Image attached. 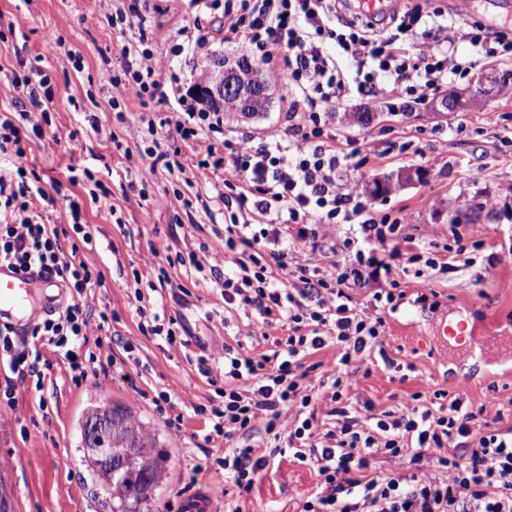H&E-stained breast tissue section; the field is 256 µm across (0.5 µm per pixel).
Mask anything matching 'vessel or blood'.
<instances>
[{
	"label": "vessel or blood",
	"mask_w": 512,
	"mask_h": 512,
	"mask_svg": "<svg viewBox=\"0 0 512 512\" xmlns=\"http://www.w3.org/2000/svg\"><path fill=\"white\" fill-rule=\"evenodd\" d=\"M57 283L38 273H22L0 265V324L20 329L58 305ZM206 493L194 491L182 499V512H215Z\"/></svg>",
	"instance_id": "obj_1"
}]
</instances>
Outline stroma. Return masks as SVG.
<instances>
[{"instance_id": "obj_1", "label": "stroma", "mask_w": 512, "mask_h": 512, "mask_svg": "<svg viewBox=\"0 0 512 512\" xmlns=\"http://www.w3.org/2000/svg\"><path fill=\"white\" fill-rule=\"evenodd\" d=\"M404 9L422 8L442 22L466 12L473 21L502 29L500 10L489 0H398ZM113 0H100L95 18H87L85 0H0V82L24 68H39L55 85L51 125L43 137L30 141L31 168L41 177H59V156L72 157L88 170L78 185H63V193L78 198L84 219L97 229L104 244L94 260L103 273L92 305L113 315L108 331L114 364H101L97 373L74 383L72 373L52 351L51 379L42 394L17 384L13 404L0 406V456L11 464L6 475L15 496L8 512H112V503L92 481L82 463L79 422L90 399L132 408L150 423L168 453L166 474L156 490L155 512H180L182 494L210 490L218 505L232 503L241 512H300L303 497L317 484L312 467L291 457H276L260 471L247 492L225 482L222 470L194 472L205 457L196 447L205 423L192 407L215 398L214 388L198 359L230 347L247 355L268 350L269 342L241 335L249 319L243 310L225 306L219 288L199 280L190 266L170 269L171 286L154 287V266L162 258L152 243L170 241L174 250L190 249L201 257H223L226 213L222 202L210 212L186 215L180 196L209 191L201 173L192 178L165 174L149 186L127 173L120 146L134 145L140 125L119 123L109 104L111 79L121 72L119 52L138 31H145L163 56L167 70L187 82L200 81L212 69L216 55H246L241 44H229L212 35L207 56H173L179 27L199 25L211 32L219 14L198 11L190 0H148L143 18H131L127 30L110 22ZM60 37L47 43L46 32ZM83 60L75 70L71 55ZM460 61L472 62L466 77H450L443 89L469 99L486 74L512 76V48L492 43L476 49L468 42L455 45ZM272 96L266 111L243 117L226 113V126L235 132L289 137L291 130L280 101L281 78L266 79ZM372 111L370 123L351 121L352 113ZM96 116L100 130L92 132L84 114ZM337 143L368 141L380 155L361 169L356 179L367 184L376 177L404 168L420 170V180L397 192L372 199L378 215L402 220L406 233L422 239L429 252H457L454 267L424 269L422 277L406 276L405 296L385 311L388 335L382 350L353 360L354 372L347 398L357 410L376 416L404 398L422 393L431 400L434 390L462 394L477 406L497 397L503 413L501 428L512 426V354L495 358L467 355L456 346H444L435 333L443 319L479 332L485 329L512 336V89L479 106L456 112H435L429 102L414 97L395 98L378 92L373 99L351 96L328 121ZM482 179H472L475 169ZM103 181L122 212L112 217L103 203L91 200V179ZM194 218L202 230L186 241L175 236L177 222ZM465 252H458V245ZM146 283L145 295L166 314L181 318L187 346L176 352L162 350L157 339L142 336L129 295L135 279ZM136 345L133 355L123 350L125 340ZM394 367H386V359ZM165 391L183 398L187 407L181 435H173L156 412L151 398ZM46 409H39V402Z\"/></svg>"}]
</instances>
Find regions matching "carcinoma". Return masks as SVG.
Here are the masks:
<instances>
[{
	"label": "carcinoma",
	"mask_w": 512,
	"mask_h": 512,
	"mask_svg": "<svg viewBox=\"0 0 512 512\" xmlns=\"http://www.w3.org/2000/svg\"><path fill=\"white\" fill-rule=\"evenodd\" d=\"M93 420L102 431L92 440L87 425ZM80 428L86 470L112 500V512H148L168 461L150 424L127 407L96 399L86 407ZM108 457L112 468L105 466Z\"/></svg>",
	"instance_id": "obj_1"
}]
</instances>
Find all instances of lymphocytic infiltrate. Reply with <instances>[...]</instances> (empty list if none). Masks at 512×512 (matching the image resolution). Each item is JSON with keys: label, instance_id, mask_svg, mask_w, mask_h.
Wrapping results in <instances>:
<instances>
[{"label": "lymphocytic infiltrate", "instance_id": "obj_1", "mask_svg": "<svg viewBox=\"0 0 512 512\" xmlns=\"http://www.w3.org/2000/svg\"><path fill=\"white\" fill-rule=\"evenodd\" d=\"M194 3L201 10H221L224 42L244 44L256 67L280 73L292 130L288 141L242 133L215 144V135L224 132L223 112L201 108L196 87H184L180 76L164 70L146 34L120 49L122 73L112 80L110 103L118 120L136 115L148 139L146 145L124 148L127 172L141 183L153 182L159 170L181 168L179 147L187 145L199 172L221 173L217 197L230 211L224 252L234 260L232 272L224 275L209 261L178 255L159 267L157 280L169 282V267L189 263L202 280L220 288L225 304L254 315L257 324L247 327V334L259 327L281 331L271 352L245 356L228 349L199 360L224 373L219 403L193 408L209 426L204 442L221 437L229 443L216 465L246 492L271 458L289 454L311 464L320 482L302 512H512V427L480 424L498 411L496 399L474 407L462 396L437 390L434 410L416 393L369 423L350 414V364L383 346V312L396 299L397 275L419 260L424 243L377 217L363 200L353 174L373 155L371 144L337 146L322 124L351 94L375 96L382 72L396 96L436 94L449 75L467 73L453 54L457 39L482 47L491 38L504 42L506 31L453 23L413 55L400 39L420 20L413 12L393 16L387 28L382 17L369 19L357 11L342 18L336 0ZM329 40L355 62L354 79H347L327 52ZM129 83L174 100L175 117L154 121L144 111L145 100L126 98ZM9 85L26 93L30 107L0 114V154L10 157L9 168H0V264L52 276L68 297L64 307L38 318L27 331L0 326V364L39 393L51 367L43 347L63 358L71 372L87 374L98 361L86 351L90 338L104 331L110 317L89 308L88 290L102 283L103 274L91 258L97 242L81 220L78 202L68 203L65 232L45 222L38 209L42 201L55 204L61 189L57 181L42 187L27 156L29 141L43 136L48 122L51 80L34 68L14 75ZM222 147L228 156L219 155ZM335 219L356 224L357 236L336 243L324 231ZM306 249L328 253L324 274L294 266V254ZM288 276L291 287H279V278ZM366 287L372 294L362 305L354 293ZM132 300L141 335L186 347L176 317L147 313L142 291H134ZM330 343L338 349L327 378L337 421L323 430L307 413L314 389L304 360ZM16 381L0 390L5 402L13 401ZM381 454L392 463L391 472L370 474L372 459Z\"/></svg>", "mask_w": 512, "mask_h": 512}]
</instances>
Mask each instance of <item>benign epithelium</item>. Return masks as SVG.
Returning a JSON list of instances; mask_svg holds the SVG:
<instances>
[{
  "label": "benign epithelium",
  "instance_id": "obj_1",
  "mask_svg": "<svg viewBox=\"0 0 512 512\" xmlns=\"http://www.w3.org/2000/svg\"><path fill=\"white\" fill-rule=\"evenodd\" d=\"M502 90V79L491 78L479 84L471 92L469 101L475 105L496 96ZM209 91L222 104L238 112H249L252 108L265 103L271 94L270 87L253 81L238 61L230 62L223 59L217 63L209 80ZM415 174L411 170L378 179L381 187L391 192L407 182L412 181Z\"/></svg>",
  "mask_w": 512,
  "mask_h": 512
}]
</instances>
